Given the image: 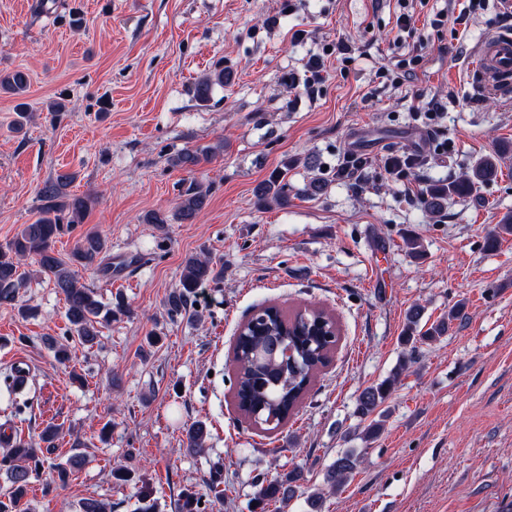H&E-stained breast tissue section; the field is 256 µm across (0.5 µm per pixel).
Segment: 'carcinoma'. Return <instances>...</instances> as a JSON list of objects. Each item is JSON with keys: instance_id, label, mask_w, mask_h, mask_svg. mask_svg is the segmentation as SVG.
<instances>
[{"instance_id": "cac0c4a2", "label": "carcinoma", "mask_w": 512, "mask_h": 512, "mask_svg": "<svg viewBox=\"0 0 512 512\" xmlns=\"http://www.w3.org/2000/svg\"><path fill=\"white\" fill-rule=\"evenodd\" d=\"M228 73L218 69L201 79L195 87V97L200 102L210 98L212 86L222 84ZM22 95L29 88L28 75L22 70L0 73V89ZM216 154L212 146L184 150L172 159V165L190 173L211 162ZM499 155L487 154L461 176L447 182L437 181L428 185L421 196V206L425 212L438 215L454 199L464 200L484 183L495 180L499 173ZM288 168H283L268 181L260 184L256 194L264 203L278 206L288 205L287 184L284 183ZM75 179L72 173H58L55 178L44 183L40 189L43 204L40 216L32 224H27L5 249H0V307H14L20 289L26 286L28 275L19 271V261L32 256L39 267V273L47 276L54 287L63 295L66 304L68 335L78 338L84 344H95L98 324L112 321L116 315H130L129 306L117 303L104 304L97 298L94 289L86 287L76 276L73 267L108 271L107 240L97 231L83 234L71 250L68 260L59 257L54 249L57 236L64 223L82 222L91 199L88 197L68 198L67 189ZM210 186L201 181H192L179 195L174 216L183 223H191L207 206ZM512 234V214L506 215L497 230L487 238V246L494 249L499 244L501 234ZM224 269L217 268L208 259L197 256L189 258L182 272L179 286L168 297L167 306L172 314L184 310L191 297L207 284L222 278ZM422 309L415 307L408 314V325L403 341L409 353L403 358L401 369L405 370L413 362L417 344L435 341L448 332L452 323L461 315L456 307L448 311V319L431 325L426 331L418 330ZM335 320L323 309L307 308L292 315H285L276 307L258 310L241 327L237 358L235 394L237 404L246 412L255 411L262 421L273 416L280 422L302 401L313 375L323 366L330 352L325 344L319 348L316 332L325 329L334 332ZM281 341L290 346L293 358L267 359L272 343ZM396 378L383 381L379 385L364 388L356 402V413L362 418L374 415L388 398L392 382ZM206 428L197 423L186 432V447L192 452L204 451ZM12 465L8 470L10 491L8 502L0 501V512H17L27 495L31 478L29 463H39L38 449L30 448L22 440H17L9 449ZM360 464V456L354 451H346L336 457L326 472V482L331 491L342 488ZM301 479L298 468L283 473L259 485L257 499L264 501H286L291 497Z\"/></svg>"}]
</instances>
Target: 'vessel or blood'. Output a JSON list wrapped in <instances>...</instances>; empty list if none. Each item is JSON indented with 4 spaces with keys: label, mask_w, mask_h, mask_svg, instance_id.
<instances>
[{
    "label": "vessel or blood",
    "mask_w": 512,
    "mask_h": 512,
    "mask_svg": "<svg viewBox=\"0 0 512 512\" xmlns=\"http://www.w3.org/2000/svg\"><path fill=\"white\" fill-rule=\"evenodd\" d=\"M468 81L479 94H512V33L500 31L477 44L469 63Z\"/></svg>",
    "instance_id": "vessel-or-blood-1"
}]
</instances>
